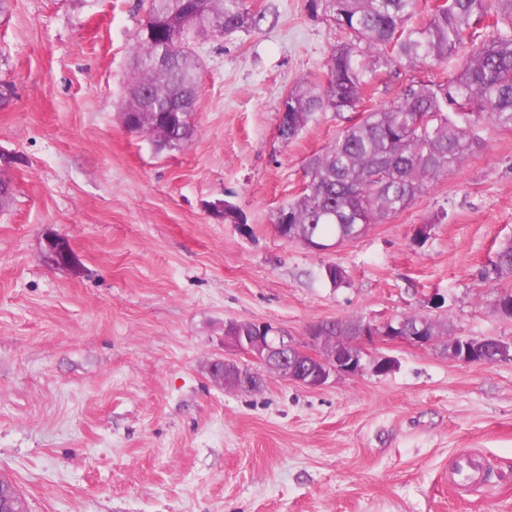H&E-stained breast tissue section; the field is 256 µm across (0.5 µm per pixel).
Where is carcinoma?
<instances>
[{
    "instance_id": "cac0c4a2",
    "label": "carcinoma",
    "mask_w": 512,
    "mask_h": 512,
    "mask_svg": "<svg viewBox=\"0 0 512 512\" xmlns=\"http://www.w3.org/2000/svg\"><path fill=\"white\" fill-rule=\"evenodd\" d=\"M343 34L328 59L324 84L300 85L286 95L288 112L279 137L295 140L317 115L333 113L348 126L304 166L305 182L293 201L280 206L273 224L288 225L291 240L340 244L359 237L370 224L383 223L405 210L428 183L461 165L478 143L476 127L487 120L512 129V0H447L422 24L410 25L416 0H307ZM262 17L247 0H150L133 46L132 84L153 97L150 117L137 112L135 133H149L161 149L179 150L195 133L199 67L190 45L172 55L166 67L152 64L153 47L181 39L193 24L217 25L224 39L256 29ZM488 35L476 50L465 51L477 26ZM459 59L446 80L410 79L397 100L385 108L363 107L368 79L380 68L390 72ZM512 276V242L480 272L485 283ZM396 322L410 331L422 327L448 336V322L404 314ZM25 504L15 484L0 475V510L8 499Z\"/></svg>"
}]
</instances>
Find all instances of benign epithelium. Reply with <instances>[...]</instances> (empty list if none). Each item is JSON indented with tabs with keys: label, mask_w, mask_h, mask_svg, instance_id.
Instances as JSON below:
<instances>
[{
	"label": "benign epithelium",
	"mask_w": 512,
	"mask_h": 512,
	"mask_svg": "<svg viewBox=\"0 0 512 512\" xmlns=\"http://www.w3.org/2000/svg\"><path fill=\"white\" fill-rule=\"evenodd\" d=\"M44 250L56 259V266L73 269L77 265L69 240L49 234L44 240ZM358 339L386 344L407 343L428 346L434 337L423 332L405 334L390 322L363 323L358 326ZM309 351L296 345L280 329L270 324H256L248 320L228 323L224 330V346L231 354L215 360L210 366L212 378L227 389H251L238 356L243 355L262 369L276 374L280 379L317 388L336 375L356 376L365 369L364 351L354 340L338 339L325 335L315 328L308 336ZM494 356H488L486 339L458 336L448 341V357L462 364H490L512 358V342L495 341Z\"/></svg>",
	"instance_id": "benign-epithelium-1"
}]
</instances>
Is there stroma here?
<instances>
[{
    "mask_svg": "<svg viewBox=\"0 0 512 512\" xmlns=\"http://www.w3.org/2000/svg\"><path fill=\"white\" fill-rule=\"evenodd\" d=\"M248 3L267 15L259 29L195 37L196 133L161 151L121 118L148 0H6L0 152L16 162L0 173L13 189L0 210V474L29 512H512V359L465 365L439 342L375 341L363 349L392 358L389 373L310 388L265 372L249 392L211 378L231 320L300 344L322 323L402 314L512 339L494 308L512 276L479 278L512 239V130L483 123L459 167L335 250L285 241L275 211L344 124L325 113L285 144L278 111L292 87L325 80L342 34L306 0ZM457 67L379 70L368 105ZM219 201L246 226L216 217ZM50 233L77 269L45 258ZM468 450L488 475L461 496L448 468Z\"/></svg>",
    "mask_w": 512,
    "mask_h": 512,
    "instance_id": "obj_1",
    "label": "stroma"
}]
</instances>
